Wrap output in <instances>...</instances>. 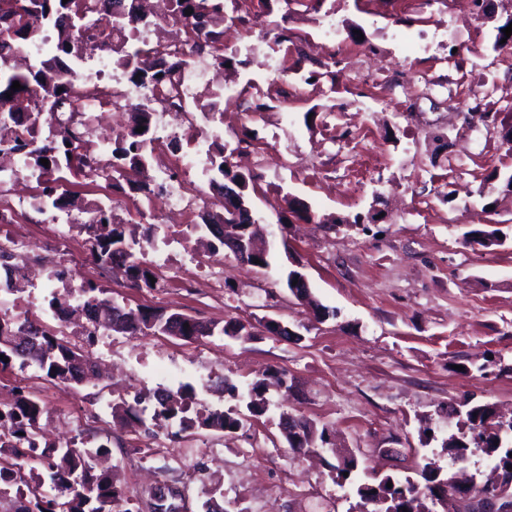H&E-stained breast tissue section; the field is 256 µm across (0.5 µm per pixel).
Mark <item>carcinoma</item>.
I'll use <instances>...</instances> for the list:
<instances>
[{"mask_svg": "<svg viewBox=\"0 0 512 512\" xmlns=\"http://www.w3.org/2000/svg\"><path fill=\"white\" fill-rule=\"evenodd\" d=\"M140 0H0V113L11 117L8 137L32 174L41 186L40 204L45 209L65 212L70 205L64 189L66 179L60 173L66 171L74 177L95 180L104 174L99 160L83 145V134L78 131L72 113L83 97L100 99L105 105L112 104L110 94L98 86L83 93L74 89L72 74L86 55L94 50H106L116 55V64L122 69L136 88L148 93L147 103L132 108L136 118L127 128L126 136L112 149V169L118 171L124 165L132 169H143L148 164V146L156 141L150 103L153 101L168 105L175 112L187 111L183 98L181 80L187 61L186 52L201 53L209 50L213 66L220 69L234 62V57L224 52V23L228 18L227 0H172L173 15L180 23L185 40L174 49L162 45L149 46L125 35L118 41L109 40L112 30L131 33L141 26L149 25L147 16L141 12ZM192 14H185V10ZM38 42L48 50L37 59L36 64L22 73L10 67L12 57L28 43ZM175 57L167 63L163 57ZM19 82L21 89L13 90V82ZM144 127L138 133L136 129ZM232 154L226 147L218 145L209 155L208 172L210 184L224 192L220 208L223 213L216 221L205 224L212 239L208 242L211 253L217 254L224 248V239L235 234L240 225L251 226L247 233L250 252L240 261L260 270L270 267V247L264 239V227L257 216H248L243 210L249 208L247 190L255 180L253 175H244L233 170ZM49 160V166L40 159ZM95 219L78 228L88 235L91 254L94 259L110 255L127 265L134 283L142 282L148 288L153 283L148 278L151 271L134 260L141 248L140 240L126 234L121 221L117 220L112 207L102 202L93 204ZM498 229H473L467 243L484 249L501 245ZM9 251L0 246V270L3 271V287L12 289L16 276L15 268L8 263ZM260 264H255L254 260ZM82 295L75 305L62 307L56 296L48 300L49 310L57 317H68L80 326L84 322L93 324L114 334L137 336L166 333L165 326L173 317H182L188 328L181 333L183 340H197L204 334L195 333L197 319L178 311L125 308L104 297V289L88 283L81 289ZM232 338H249L252 333L240 323L218 326L211 325L209 335ZM31 337L30 348L37 352L28 353L8 346L12 336ZM19 362V368L34 366L53 380L73 383L84 371L82 354L75 347L61 343L51 331L31 321L15 322L5 315L0 316V366L6 368ZM280 391L288 388L284 374L269 372L264 378L252 384L248 394L238 391L237 386L224 383V392L237 401L235 407L226 411H210L196 418L186 417L189 404L196 394L190 387L168 391L157 397L152 406L137 407L125 399L112 401V415L122 416L141 425L150 420L160 424L178 417L183 430L199 424L203 427L233 432L243 427L245 413H258L265 408V394L270 389ZM43 407L30 393L19 392L8 412L11 425L0 424V449L9 448L15 456L25 454L24 446L31 444L30 438L41 431L40 421ZM494 411L488 405L472 406L466 411L465 424L472 442L466 436L452 434L442 441V448L451 458H465L469 444L481 449L496 461L495 467L506 470L512 466V442L505 437L512 436V420L507 430L493 436L487 433L494 425ZM291 428L296 430L300 448H322L330 443V430L317 428L316 424L304 417L286 416ZM90 457L77 448L60 450L48 443L40 450L38 462L32 465L27 480V491L34 498V508L19 505L16 512H157L154 499L137 503L132 508H121L122 491L114 482L112 474H91ZM426 485L421 487L410 478L404 480L386 477L376 485L360 484L356 493L363 504L369 506L365 512H431L425 500L440 501L443 512H469L464 494L467 492H493L496 482H476L471 479L470 488L455 484L454 477L442 473L433 462L424 465ZM392 487H387V483Z\"/></svg>", "mask_w": 512, "mask_h": 512, "instance_id": "1", "label": "carcinoma"}]
</instances>
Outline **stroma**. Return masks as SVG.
Instances as JSON below:
<instances>
[{"label":"stroma","instance_id":"35a3bbf8","mask_svg":"<svg viewBox=\"0 0 512 512\" xmlns=\"http://www.w3.org/2000/svg\"><path fill=\"white\" fill-rule=\"evenodd\" d=\"M239 13L245 26L225 30L224 42L237 46L240 64L225 71L224 93L201 88L180 133L199 131L204 112L223 109V143L243 149L235 170L258 177L251 203L265 219L270 269L193 245L187 274L138 288L102 269L77 228L61 234L22 202L37 184L22 193L0 186V204L20 226L13 242L30 267L65 260L120 305L241 323L253 336H110L90 358L112 364V376L62 386L41 423L59 445L82 436L107 445L122 489L171 484L192 512L248 507L268 486L279 493L267 512H349L357 484L420 480L428 458L456 472L441 441L463 421L449 407L490 404L512 414V188L502 179L512 153L501 139L512 125V50L493 47L512 0H489L483 15L470 0H240ZM275 29L287 30V42L274 44ZM84 66L104 71L114 101L85 140L115 145L131 85L111 55L92 53ZM278 85L285 96L274 95ZM263 98L268 109L254 111ZM141 181L129 168L119 193L102 178L72 180L68 193L84 203L71 210L73 223H88L91 204L109 199L130 233L149 234L166 214ZM287 193L310 205L313 222L290 215ZM485 224L499 226L503 245L466 244L465 233ZM292 269L331 318L314 321L292 295ZM268 318L291 337L268 333ZM269 370L287 374V396L268 392L267 411L244 427L199 430L162 455L136 452L164 439L150 424L108 414L79 429L65 423L104 401L152 397L164 371L181 385L208 384L205 410L223 411L230 399L221 380L245 392ZM284 412L332 427L335 449L289 447ZM339 452L357 461L351 480L331 468Z\"/></svg>","mask_w":512,"mask_h":512}]
</instances>
